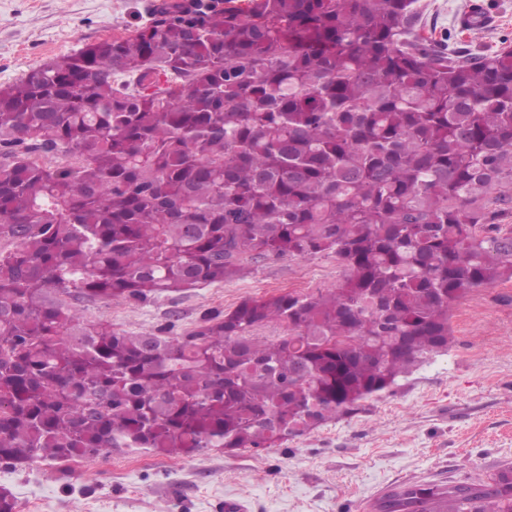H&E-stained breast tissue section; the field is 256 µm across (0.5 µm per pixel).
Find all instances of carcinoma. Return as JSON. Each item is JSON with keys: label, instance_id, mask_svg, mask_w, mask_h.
<instances>
[{"label": "carcinoma", "instance_id": "obj_1", "mask_svg": "<svg viewBox=\"0 0 512 512\" xmlns=\"http://www.w3.org/2000/svg\"><path fill=\"white\" fill-rule=\"evenodd\" d=\"M422 15L160 0L133 35L0 85V463L276 448L447 350L450 305L512 278V46L450 49ZM319 254L335 288L172 336L57 299L145 301ZM269 323L287 333L256 335ZM374 508L512 512V466Z\"/></svg>", "mask_w": 512, "mask_h": 512}]
</instances>
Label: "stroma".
Here are the masks:
<instances>
[{"label":"stroma","mask_w":512,"mask_h":512,"mask_svg":"<svg viewBox=\"0 0 512 512\" xmlns=\"http://www.w3.org/2000/svg\"><path fill=\"white\" fill-rule=\"evenodd\" d=\"M151 0H0V85L45 61L145 22ZM437 36L492 53L512 45V0H483L490 23L461 31L470 0H427ZM344 276L319 255L246 262L239 277L147 301L81 304L85 320L154 333L197 327L249 297L316 293ZM449 342L348 416L262 451L212 449L194 457L112 452L5 468L14 512H375L385 493L425 481H476L512 463V279L474 289L448 311Z\"/></svg>","instance_id":"obj_1"}]
</instances>
